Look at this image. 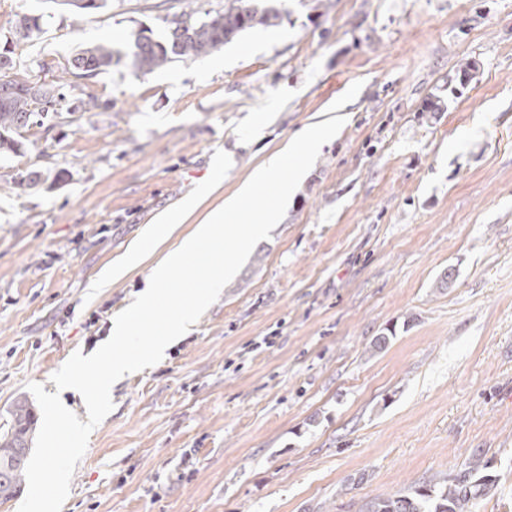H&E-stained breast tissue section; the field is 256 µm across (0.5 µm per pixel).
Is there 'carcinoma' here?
<instances>
[{
    "label": "carcinoma",
    "mask_w": 512,
    "mask_h": 512,
    "mask_svg": "<svg viewBox=\"0 0 512 512\" xmlns=\"http://www.w3.org/2000/svg\"><path fill=\"white\" fill-rule=\"evenodd\" d=\"M269 0H224V7L207 11L197 16L192 6H187L182 16L194 20L187 28L175 26L167 36L158 39L153 31L142 27L132 33L126 50L102 41L80 49L67 64L61 67V75L48 83L43 106L30 112L29 93L31 84L38 79L30 70L20 71L14 63L0 68V90L10 89L7 98L0 97V154L21 153L22 131L33 124L44 125V121L62 118L73 111L66 107L64 93L65 76L76 79H92L114 66L124 65L135 73H150L167 67L171 62L184 57L208 56L224 49L246 30L256 26H273L279 18V11L265 6ZM69 7L76 19L105 6L106 0H91L83 5L80 0H61ZM41 30L40 17L22 16L12 32L9 46L30 39ZM64 172L56 173L31 171L24 178L32 187L42 181L54 182L63 179ZM37 423L32 405L26 401L17 402L10 411L9 419L0 426V500L7 501L17 496L25 484V467L29 454V441ZM476 462L461 474L452 485L434 480L424 481L405 494L374 497L364 501L357 512H466L468 503L487 494L493 480L488 475L473 478L479 472Z\"/></svg>",
    "instance_id": "cac0c4a2"
}]
</instances>
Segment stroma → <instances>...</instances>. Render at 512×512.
Here are the masks:
<instances>
[{"label":"stroma","instance_id":"1","mask_svg":"<svg viewBox=\"0 0 512 512\" xmlns=\"http://www.w3.org/2000/svg\"><path fill=\"white\" fill-rule=\"evenodd\" d=\"M184 6L107 0L78 22L55 0H0V47L40 16L13 60L57 69L142 26L163 35ZM278 7L220 52L75 81L71 122L0 156V424L32 383L86 419L51 376L107 340L191 229L158 243L149 226L189 197L216 206L341 116L193 333L113 385L62 512H356L476 460L494 485L470 512H512V0ZM33 169L66 176L15 187Z\"/></svg>","mask_w":512,"mask_h":512}]
</instances>
